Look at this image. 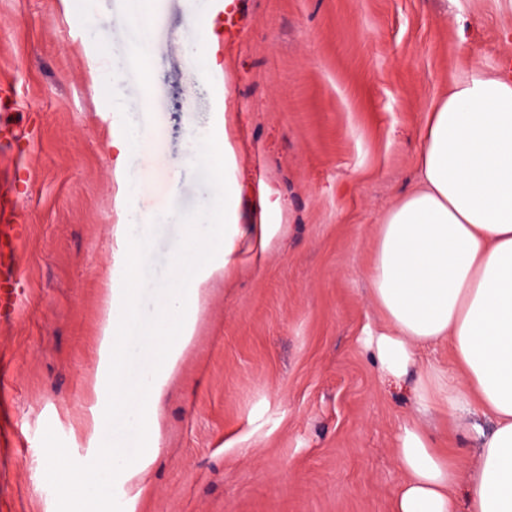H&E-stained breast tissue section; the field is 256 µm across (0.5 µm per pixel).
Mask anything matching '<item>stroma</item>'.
<instances>
[{"instance_id": "obj_1", "label": "stroma", "mask_w": 512, "mask_h": 512, "mask_svg": "<svg viewBox=\"0 0 512 512\" xmlns=\"http://www.w3.org/2000/svg\"><path fill=\"white\" fill-rule=\"evenodd\" d=\"M0 0V87L32 113L24 169L0 148L28 226L22 314L0 324V512H73L47 451L79 466L133 462L145 416L102 421L93 398L103 311L131 303L118 340L128 384L181 251L236 207L280 230L261 261L213 276L172 377L145 497L113 486L104 512H391L395 448L416 417L415 375L385 374L365 343L376 228L418 179L428 113L471 70H512V0H246L238 41L207 0ZM225 61L229 113L213 109ZM226 126L236 169L217 179ZM134 136L135 166L110 150Z\"/></svg>"}]
</instances>
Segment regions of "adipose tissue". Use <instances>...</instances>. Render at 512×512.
<instances>
[{
    "label": "adipose tissue",
    "mask_w": 512,
    "mask_h": 512,
    "mask_svg": "<svg viewBox=\"0 0 512 512\" xmlns=\"http://www.w3.org/2000/svg\"><path fill=\"white\" fill-rule=\"evenodd\" d=\"M418 185L382 217L374 237L371 297L383 322L369 336L384 371L407 375L419 350L448 342L456 368L420 375L416 420L397 439L403 481L392 512H512V74L476 68L456 82L430 112L419 150ZM280 230L267 213L241 224L224 215L217 240L192 288H171L163 319L180 322L177 343L160 348L156 382L132 389L122 373L115 330L129 321V305L113 300L99 340L93 395L111 398L113 411L130 401L148 413L143 446L111 481L146 494L148 471L160 449L164 387L194 336L191 308L217 271L265 250ZM443 402L455 430L470 437L475 457L467 467L442 454L427 430L435 402ZM52 478L62 497L74 489L110 494L99 461L80 468L54 454Z\"/></svg>",
    "instance_id": "obj_1"
}]
</instances>
